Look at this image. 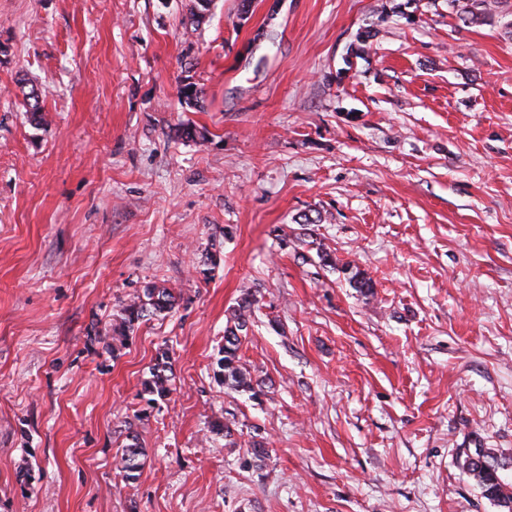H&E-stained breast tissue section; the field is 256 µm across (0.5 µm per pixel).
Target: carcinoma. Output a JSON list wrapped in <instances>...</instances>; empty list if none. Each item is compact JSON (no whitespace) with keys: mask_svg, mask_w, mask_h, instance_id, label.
Instances as JSON below:
<instances>
[{"mask_svg":"<svg viewBox=\"0 0 512 512\" xmlns=\"http://www.w3.org/2000/svg\"><path fill=\"white\" fill-rule=\"evenodd\" d=\"M450 5L461 20L468 23L486 22L492 18L488 0H450ZM178 98L187 107L195 110L203 108L204 92L198 85L187 79L178 86ZM23 106L32 122L39 124L45 120L44 108L37 90L26 94ZM348 275L350 285L366 294L373 291L374 282L364 271L351 265L342 268ZM178 297L172 289L152 283L123 303L109 329L112 339V352L118 346L126 345L135 326L144 320L163 312L171 311L177 305ZM256 298L250 292L244 294L237 306L231 309L230 317L224 328V344L219 349V358L213 367L214 378L220 383L238 391L249 392L251 397H258L250 368L239 355L242 337L248 334L250 320L254 311ZM172 357L170 351L159 352L150 369L149 377L142 383V400L149 407H154L160 400H165L172 391ZM128 444L123 447L117 466L126 481L138 478L143 466L144 450L139 438L132 428H127ZM506 463V456L496 453L491 448H477L474 453L466 455L463 466L476 481L482 495L488 500L512 512V481L482 469L480 462Z\"/></svg>","mask_w":512,"mask_h":512,"instance_id":"obj_1","label":"carcinoma"}]
</instances>
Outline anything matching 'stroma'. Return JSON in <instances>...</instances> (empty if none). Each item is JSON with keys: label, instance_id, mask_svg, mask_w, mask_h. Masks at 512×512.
Returning a JSON list of instances; mask_svg holds the SVG:
<instances>
[{"label": "stroma", "instance_id": "35a3bbf8", "mask_svg": "<svg viewBox=\"0 0 512 512\" xmlns=\"http://www.w3.org/2000/svg\"><path fill=\"white\" fill-rule=\"evenodd\" d=\"M195 3L0 0V512H502L461 464L512 455V0ZM250 290L255 399L211 369ZM449 3L465 23L487 22L493 16L487 0H450ZM178 98L181 104L188 108L199 110L203 108V89L188 79L183 80L178 86ZM178 297L171 288L152 283L123 303L120 313L112 322L109 334L112 339V352L118 344L125 346L135 326L151 316L171 311L177 305ZM149 375L142 383L141 395L146 405L153 408L158 400L167 399L172 391L173 370L169 349L159 352ZM126 439L130 441V443L123 447L117 466L124 479L129 482L135 481L138 478L143 466L142 457L145 456V453L130 423L127 428Z\"/></svg>", "mask_w": 512, "mask_h": 512}]
</instances>
